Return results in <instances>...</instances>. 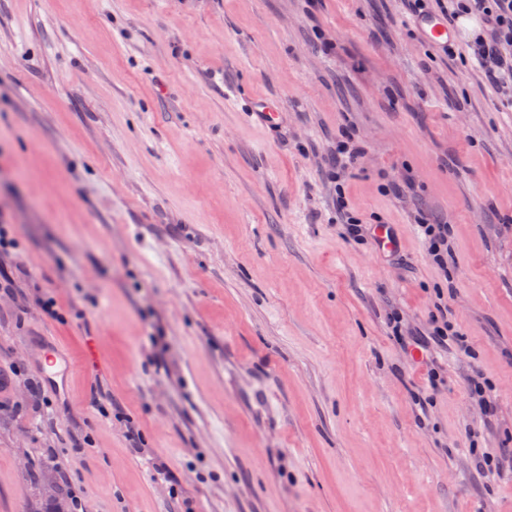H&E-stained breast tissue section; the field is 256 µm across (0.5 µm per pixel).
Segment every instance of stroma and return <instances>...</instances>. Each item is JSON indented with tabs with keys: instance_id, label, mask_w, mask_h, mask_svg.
Returning <instances> with one entry per match:
<instances>
[{
	"instance_id": "obj_1",
	"label": "stroma",
	"mask_w": 512,
	"mask_h": 512,
	"mask_svg": "<svg viewBox=\"0 0 512 512\" xmlns=\"http://www.w3.org/2000/svg\"><path fill=\"white\" fill-rule=\"evenodd\" d=\"M471 38L408 0H0V512L39 472L81 512H512V110ZM441 310L469 349L416 363ZM49 342L94 354L61 392ZM425 241L429 254L437 265L444 264V251L448 254V227L445 224H417Z\"/></svg>"
}]
</instances>
